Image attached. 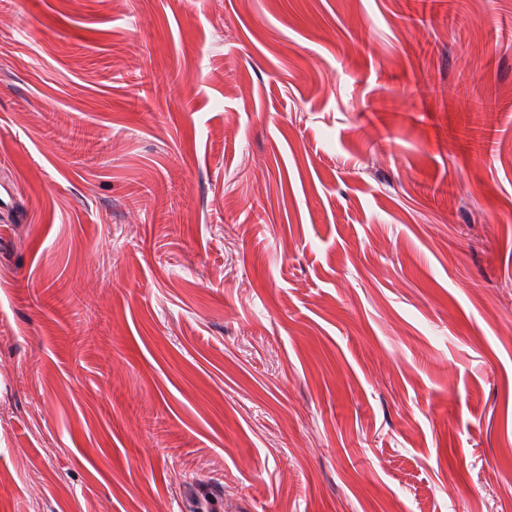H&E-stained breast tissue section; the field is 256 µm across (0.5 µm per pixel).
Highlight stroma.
<instances>
[{
    "label": "stroma",
    "mask_w": 512,
    "mask_h": 512,
    "mask_svg": "<svg viewBox=\"0 0 512 512\" xmlns=\"http://www.w3.org/2000/svg\"><path fill=\"white\" fill-rule=\"evenodd\" d=\"M0 512H512V0H0Z\"/></svg>",
    "instance_id": "1"
}]
</instances>
